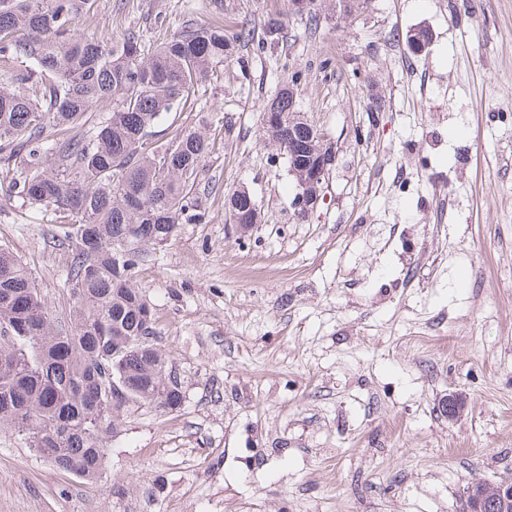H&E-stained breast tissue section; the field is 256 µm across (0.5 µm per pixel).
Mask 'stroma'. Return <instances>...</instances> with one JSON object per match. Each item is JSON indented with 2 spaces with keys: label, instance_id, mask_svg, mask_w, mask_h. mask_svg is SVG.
I'll return each mask as SVG.
<instances>
[{
  "label": "stroma",
  "instance_id": "obj_1",
  "mask_svg": "<svg viewBox=\"0 0 512 512\" xmlns=\"http://www.w3.org/2000/svg\"><path fill=\"white\" fill-rule=\"evenodd\" d=\"M275 16L278 43L241 45L152 129L165 142L202 109L215 140L208 222L135 278L181 405L126 411L94 482L0 432V512H456L468 477L512 482V0H367L343 24L324 0L315 26L289 0H98L76 32L136 31L150 51ZM290 83L336 154L303 218L261 136ZM11 180L0 169V244L61 316V216ZM241 187L262 215L244 236L225 209Z\"/></svg>",
  "mask_w": 512,
  "mask_h": 512
}]
</instances>
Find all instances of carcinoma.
Listing matches in <instances>:
<instances>
[{
    "label": "carcinoma",
    "mask_w": 512,
    "mask_h": 512,
    "mask_svg": "<svg viewBox=\"0 0 512 512\" xmlns=\"http://www.w3.org/2000/svg\"><path fill=\"white\" fill-rule=\"evenodd\" d=\"M97 0H0V163L30 205L65 214L55 239L68 257V320H54L22 260L0 245V431L26 439L56 469L87 481L104 470L122 414L133 406L163 412L181 405V384L167 379L157 318L133 286L147 248L167 243L178 225L201 224L210 182L208 120L165 144L149 130L188 100L234 55L244 33L204 25L173 34L147 53L140 35L120 42L79 37L75 24ZM284 21L270 17L265 41ZM35 61L41 77L13 74L14 59ZM112 100L95 123L93 105ZM279 126L262 133L277 147L298 121L288 87L277 94ZM94 127L91 135L71 130ZM67 137L49 140V132ZM235 224H257L253 195L229 196Z\"/></svg>",
    "instance_id": "obj_1"
}]
</instances>
